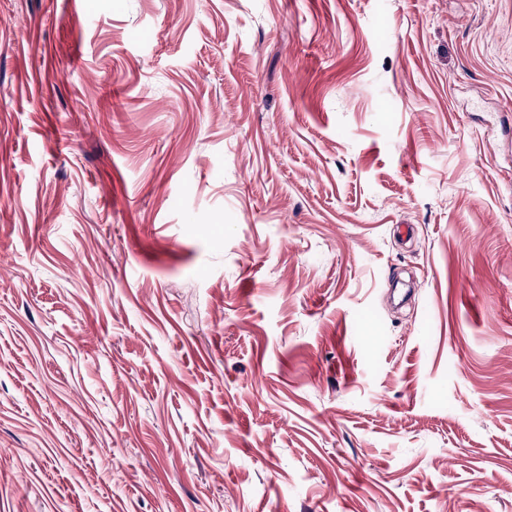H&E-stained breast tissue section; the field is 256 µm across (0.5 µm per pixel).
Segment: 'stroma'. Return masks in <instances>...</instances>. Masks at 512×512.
Here are the masks:
<instances>
[{
  "label": "stroma",
  "mask_w": 512,
  "mask_h": 512,
  "mask_svg": "<svg viewBox=\"0 0 512 512\" xmlns=\"http://www.w3.org/2000/svg\"><path fill=\"white\" fill-rule=\"evenodd\" d=\"M0 512H512V0H0Z\"/></svg>",
  "instance_id": "obj_1"
}]
</instances>
